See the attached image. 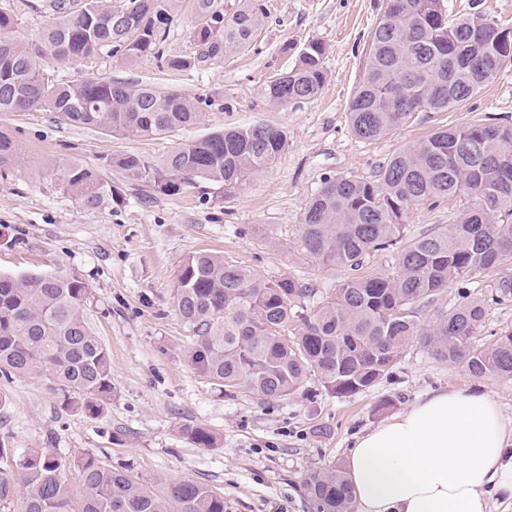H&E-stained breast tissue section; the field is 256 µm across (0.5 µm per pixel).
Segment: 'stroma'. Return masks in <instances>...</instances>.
<instances>
[{
  "label": "stroma",
  "mask_w": 512,
  "mask_h": 512,
  "mask_svg": "<svg viewBox=\"0 0 512 512\" xmlns=\"http://www.w3.org/2000/svg\"><path fill=\"white\" fill-rule=\"evenodd\" d=\"M266 14L251 45L228 58L186 70L160 67L151 57L124 65L107 56L79 62L48 57L50 78L85 76L129 85L151 83L203 98L201 120L165 137H115L65 123L55 112L0 113V130L20 146L17 165L0 175V275L64 274L89 292L88 319L112 364V400L92 417L63 410L46 377L4 378L0 438L18 449L47 448L62 460L73 491L82 490L78 460L127 465L141 482L158 486L191 480L224 499V512H311L303 480L313 470L346 465L358 436L434 391L479 389L498 402L512 423V378H475L435 360L410 343L391 374L368 391L342 397L308 375L303 387L268 402L249 390H219L191 365L192 328L174 301L183 261L210 251L267 279L282 276L329 299L339 273L318 267L299 247V226L323 181L337 176L374 179L394 153L445 125L477 120L512 125V67L456 110L417 112L374 141L356 138L347 103L361 82L371 31L384 0H261ZM54 0H0L21 34L37 40L54 15ZM194 0H181L164 50L195 57L189 28ZM326 48L325 83L312 99L272 105L261 88L289 71L301 48ZM257 123L281 130L286 145L270 168L232 191L210 183L177 196L125 178L110 165L117 153L158 160L207 133ZM70 161L94 167L112 197L84 206L66 190L62 168ZM461 203L415 207L401 245L448 230ZM194 424L219 443L199 448L181 429Z\"/></svg>",
  "instance_id": "obj_1"
}]
</instances>
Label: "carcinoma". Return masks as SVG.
Here are the masks:
<instances>
[{
  "instance_id": "obj_1",
  "label": "carcinoma",
  "mask_w": 512,
  "mask_h": 512,
  "mask_svg": "<svg viewBox=\"0 0 512 512\" xmlns=\"http://www.w3.org/2000/svg\"><path fill=\"white\" fill-rule=\"evenodd\" d=\"M178 0H128L118 9L83 0L73 9L57 0L56 17L37 43L17 35L13 15L0 10V112L46 109L73 123L114 135L156 137L199 121V101L151 85L129 86L95 78L65 85L45 79L42 60L80 61L102 53L132 62L151 56L171 70L221 59L250 43L262 8L243 0L232 12L217 0H195L190 37L194 59L165 55L162 46ZM512 28L481 12L449 17L448 0H386L368 41L366 72L349 105L353 134L376 140L415 112H446L463 105L503 68L512 65ZM325 46L306 43L295 66L269 81L264 98L286 106L315 97L326 70ZM482 56L484 71L472 65ZM492 146L472 152L476 142ZM283 132L254 124L211 132L160 160L135 153L112 166L161 193L179 195L199 181L234 189L267 169L285 148ZM20 154L0 132V173ZM63 186L95 207L108 189L95 168L63 166ZM464 201L452 228L423 235L399 251L390 270L362 272L371 255L400 240L413 206ZM512 126L478 121L432 133L394 155L377 179L325 180L300 224L301 251L327 270L344 273L335 295L302 314L298 335H282L296 303L312 289L288 277L265 279L197 252L181 266L175 305L192 326L188 360L220 387L243 386L267 401L287 398L308 374L341 396L374 387L417 341L435 359L475 378L512 377V330L482 335L488 303L512 298ZM494 271L485 295L463 293L443 306L452 284ZM88 289L64 275L0 276V375L45 372L65 409L98 416L112 400L110 355L85 316ZM431 320L420 322L422 313ZM183 437L213 448L207 428L187 425ZM84 495L74 504L63 463L46 448L19 452L0 439V505L24 478L21 512H224V499L206 485L173 482L157 490L128 471L88 454L78 460ZM304 491L313 512H352L353 494L339 467L310 472Z\"/></svg>"
}]
</instances>
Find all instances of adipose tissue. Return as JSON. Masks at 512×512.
Here are the masks:
<instances>
[{
	"mask_svg": "<svg viewBox=\"0 0 512 512\" xmlns=\"http://www.w3.org/2000/svg\"><path fill=\"white\" fill-rule=\"evenodd\" d=\"M348 479L364 512H487L512 500V426L485 392H435L358 437Z\"/></svg>",
	"mask_w": 512,
	"mask_h": 512,
	"instance_id": "obj_1",
	"label": "adipose tissue"
}]
</instances>
